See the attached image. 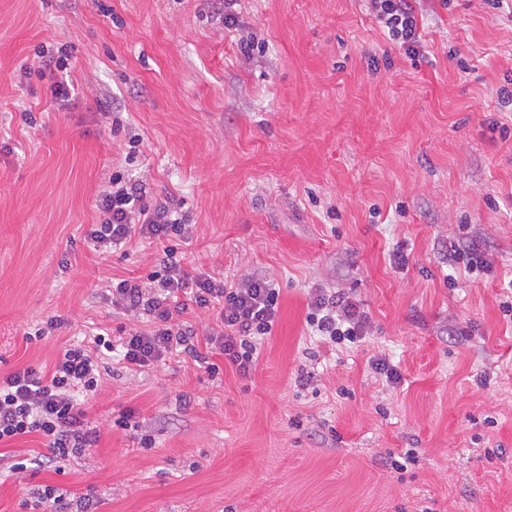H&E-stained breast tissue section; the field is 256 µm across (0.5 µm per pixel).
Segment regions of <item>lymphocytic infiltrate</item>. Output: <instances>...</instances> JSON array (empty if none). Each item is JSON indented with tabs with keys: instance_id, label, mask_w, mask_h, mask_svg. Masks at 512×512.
I'll return each mask as SVG.
<instances>
[{
	"instance_id": "f902f5d3",
	"label": "lymphocytic infiltrate",
	"mask_w": 512,
	"mask_h": 512,
	"mask_svg": "<svg viewBox=\"0 0 512 512\" xmlns=\"http://www.w3.org/2000/svg\"><path fill=\"white\" fill-rule=\"evenodd\" d=\"M371 10L390 40L405 52L420 45L419 13L415 0H370ZM98 224L87 239L94 250L108 253L133 240L156 244V269L147 281L115 279L109 285L113 307L149 318V329L137 327L123 335H95L92 345H65L52 367L26 366L0 376V445L36 434L46 442L45 458L63 472L66 462L86 457L100 434L86 418L80 394L95 392L102 351L118 353L130 369L161 363L166 357L203 355L195 344L196 330L185 316L195 310H215L218 327L207 343L237 372L249 376L259 359V348L272 334L279 290L262 274L227 281L205 272L190 273L176 257L175 241L186 240L191 220L167 201L150 202L144 184L113 175L99 195ZM306 322L311 335L337 345L356 346L371 331L358 303L340 291L313 289ZM39 512H96L89 494H64L53 485L33 492Z\"/></svg>"
}]
</instances>
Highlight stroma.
Here are the masks:
<instances>
[{
	"mask_svg": "<svg viewBox=\"0 0 512 512\" xmlns=\"http://www.w3.org/2000/svg\"><path fill=\"white\" fill-rule=\"evenodd\" d=\"M234 11L228 29L224 0H0V375L147 328L102 294L148 276L154 246L101 256L87 241L115 173L192 216L187 269L280 288L250 376L217 354L215 376L188 356L141 370L106 357L86 402L91 456L61 475L32 464L41 438L1 445L30 465L0 476V512H31L45 484L92 492L98 512H512V112L495 95L512 16L424 0L409 55L369 0ZM61 47L62 103L38 57ZM471 237L491 273L449 271L450 246ZM317 287L368 314L360 346L310 335ZM54 315L65 327L34 338ZM380 355L400 383L370 368ZM130 408L155 448L118 426ZM410 448L416 463L392 468Z\"/></svg>",
	"mask_w": 512,
	"mask_h": 512,
	"instance_id": "stroma-1",
	"label": "stroma"
}]
</instances>
